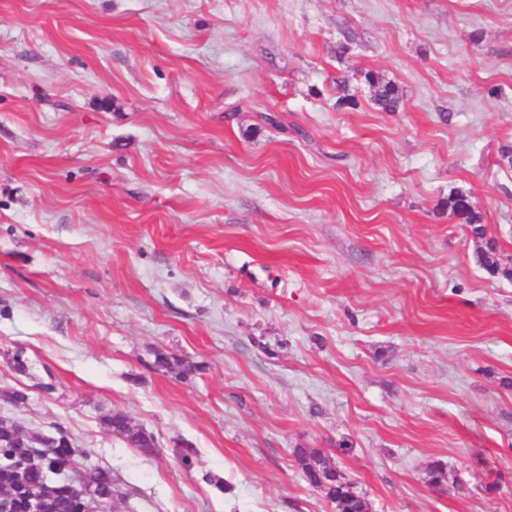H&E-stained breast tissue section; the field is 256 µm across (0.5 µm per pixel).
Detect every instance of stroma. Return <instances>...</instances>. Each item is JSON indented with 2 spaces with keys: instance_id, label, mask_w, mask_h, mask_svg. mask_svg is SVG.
<instances>
[{
  "instance_id": "stroma-1",
  "label": "stroma",
  "mask_w": 512,
  "mask_h": 512,
  "mask_svg": "<svg viewBox=\"0 0 512 512\" xmlns=\"http://www.w3.org/2000/svg\"><path fill=\"white\" fill-rule=\"evenodd\" d=\"M506 146L512 0H0V420L66 429L101 512H334L297 448L372 512H512ZM154 367L158 370L174 373L176 376L184 379L194 376L204 368L201 364L190 363L165 352H157L155 354ZM128 417L121 411H115L102 419L104 427L112 432V435L120 438L127 447L138 448L146 455L156 452L154 435L142 427H133ZM293 453L305 480L323 493L335 512L372 511L370 501L322 450L297 448Z\"/></svg>"
}]
</instances>
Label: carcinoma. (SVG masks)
Instances as JSON below:
<instances>
[{
    "label": "carcinoma",
    "mask_w": 512,
    "mask_h": 512,
    "mask_svg": "<svg viewBox=\"0 0 512 512\" xmlns=\"http://www.w3.org/2000/svg\"><path fill=\"white\" fill-rule=\"evenodd\" d=\"M375 103L385 112H396L400 107L401 94L394 84H385L375 97ZM497 247L487 242V249L478 255L479 262L493 275L501 274L512 279V268L497 259ZM154 367L184 379L203 370V365L187 362L173 354H155ZM104 427L120 438L128 447L137 448L146 455L156 452L154 435L142 427L130 425L128 417L115 411L102 419ZM22 452L6 441L0 443V489L6 486L2 476L13 477L16 471L24 473L26 485L33 495H55L58 512H91V505L101 504L113 498L115 480L112 471L92 462L89 456L79 452L67 442L53 449L44 460L47 467L62 463L69 465L71 483L58 481L46 483L40 471L22 467ZM294 456L299 462L305 480L319 489L333 505L335 512H372L370 501L357 491L354 483L340 471L331 457L319 449L296 448Z\"/></svg>",
    "instance_id": "carcinoma-1"
}]
</instances>
